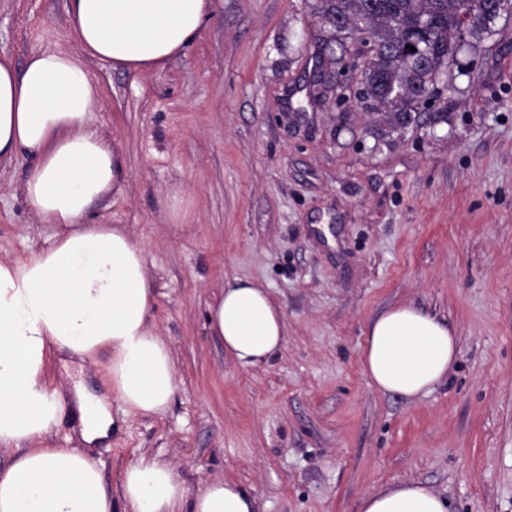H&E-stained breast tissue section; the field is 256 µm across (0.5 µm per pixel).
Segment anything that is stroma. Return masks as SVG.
<instances>
[{"instance_id":"35a3bbf8","label":"stroma","mask_w":512,"mask_h":512,"mask_svg":"<svg viewBox=\"0 0 512 512\" xmlns=\"http://www.w3.org/2000/svg\"><path fill=\"white\" fill-rule=\"evenodd\" d=\"M319 0H214L178 58L141 73L82 55L67 0H0V54L81 55L122 179L88 217L146 251L153 322L176 378L163 414L111 400L95 450L113 503L139 454L190 490L230 479L259 512H358L416 480L452 512H512V9L442 75L410 122L314 74L329 32ZM32 165L0 164V260L59 232L24 200ZM256 281L280 307L282 352L240 366L206 325L226 283ZM410 304L457 339L442 384L406 398L372 387L367 327ZM106 392L101 364L54 361L49 389Z\"/></svg>"}]
</instances>
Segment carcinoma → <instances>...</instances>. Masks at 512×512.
Instances as JSON below:
<instances>
[{"instance_id": "cac0c4a2", "label": "carcinoma", "mask_w": 512, "mask_h": 512, "mask_svg": "<svg viewBox=\"0 0 512 512\" xmlns=\"http://www.w3.org/2000/svg\"><path fill=\"white\" fill-rule=\"evenodd\" d=\"M466 0H320L319 17L329 27L326 46L336 64L344 62L349 47L368 45L365 34L374 35L369 56L372 72L363 78L360 96L370 106L386 99V108L402 120L419 107L415 93L448 61V32L462 21ZM348 23L341 28L332 18ZM496 15L477 12L466 23L467 35L477 38L489 32ZM419 47L418 57L408 59L409 42Z\"/></svg>"}]
</instances>
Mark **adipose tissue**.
Masks as SVG:
<instances>
[{"mask_svg":"<svg viewBox=\"0 0 512 512\" xmlns=\"http://www.w3.org/2000/svg\"><path fill=\"white\" fill-rule=\"evenodd\" d=\"M212 9L213 0H68L82 50L138 72L180 56ZM96 101L92 75L69 53H38L21 68L0 55V162L32 159L26 204L42 223L64 227L41 251L0 260V449L15 453L0 469V512H112L101 463L87 450L112 430L106 397L73 392L85 448L44 444L65 407L46 382L54 354L106 356L104 373L132 414L163 413L176 387L152 322L144 247L121 226L86 221L122 173L112 142L88 123ZM208 321L244 367L285 344L282 312L249 280L226 284ZM456 353L448 325L406 304L370 323L362 364L378 390L413 398L447 377ZM122 485L123 512H256L238 484L216 480L192 492L170 463L146 454L125 469ZM359 512L450 508L431 486L406 481L367 493Z\"/></svg>","mask_w":512,"mask_h":512,"instance_id":"obj_1","label":"adipose tissue"}]
</instances>
